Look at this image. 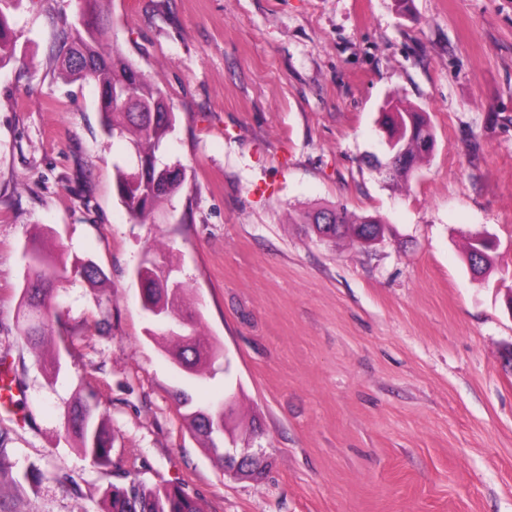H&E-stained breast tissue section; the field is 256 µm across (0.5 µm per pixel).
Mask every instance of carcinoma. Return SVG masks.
Returning <instances> with one entry per match:
<instances>
[{
  "instance_id": "obj_1",
  "label": "carcinoma",
  "mask_w": 512,
  "mask_h": 512,
  "mask_svg": "<svg viewBox=\"0 0 512 512\" xmlns=\"http://www.w3.org/2000/svg\"><path fill=\"white\" fill-rule=\"evenodd\" d=\"M18 2L0 0V68L15 58L16 34L10 11ZM76 2L77 20L60 35L61 74L71 81L97 85L102 130L125 146V158L116 163L118 197L132 219L145 224L164 202L179 192L186 180V176L178 175L181 164L162 160V150L174 131L176 115L159 86L148 80L118 48H102L99 0ZM383 124L389 135L398 138L406 148L407 166L399 178L407 180L431 153L423 145L426 140L435 141L430 121L426 114L391 101L387 103ZM330 216L342 224V231L349 230L354 236L366 220L364 216H354L336 207L316 209L306 216V221L319 225ZM47 234V229H40L27 250L24 280L36 282L38 288L28 298H20L19 307L24 312L18 335L42 358L46 372L54 376L60 370L59 357H43L42 346L50 336L51 327L62 332V315L50 305L55 284L73 274L95 282L103 276V271L89 262L70 263L63 253L41 247L39 240ZM153 259L154 262L142 264L138 271L144 306L160 324V335L168 342L166 351L178 367L188 375H198L219 359L221 347L217 341L194 331L185 332L187 323L180 310L184 285L172 277L174 268L166 256L155 255ZM222 407L221 403L213 404L189 414L192 430L204 438L206 447L221 461L224 449L217 447L209 418ZM67 430L93 463L102 467L112 465V438L98 406L77 399L68 415ZM104 512H202V509L197 498L178 485L148 487L131 479L110 487Z\"/></svg>"
}]
</instances>
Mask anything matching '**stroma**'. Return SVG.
Wrapping results in <instances>:
<instances>
[{
	"label": "stroma",
	"mask_w": 512,
	"mask_h": 512,
	"mask_svg": "<svg viewBox=\"0 0 512 512\" xmlns=\"http://www.w3.org/2000/svg\"><path fill=\"white\" fill-rule=\"evenodd\" d=\"M103 10L108 43L177 116L165 158L186 181L155 223L132 221L97 89L55 59L75 0H22L17 60L0 68V364L21 392L0 409L17 478L0 482V512H103L127 472L182 486L203 512H512V0ZM393 98L436 140L398 183L382 166ZM320 206L382 218L384 242L320 240L304 224ZM40 227L106 275L55 288V376L17 334ZM481 234L498 246L475 277ZM154 244L223 349L207 377L150 334L136 271ZM79 397L107 414L111 466L66 431ZM219 399L237 448L262 449L261 477L228 472L190 431V407Z\"/></svg>",
	"instance_id": "35a3bbf8"
}]
</instances>
